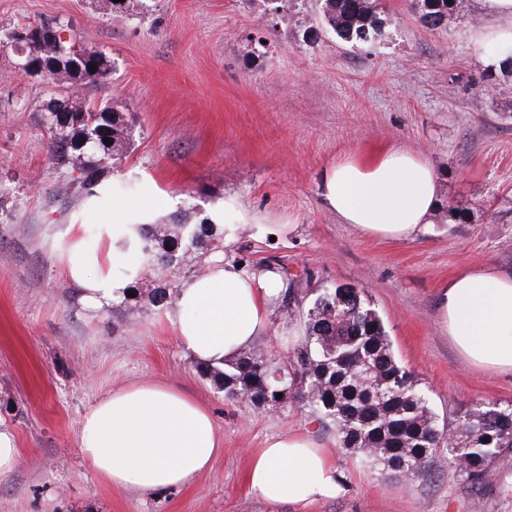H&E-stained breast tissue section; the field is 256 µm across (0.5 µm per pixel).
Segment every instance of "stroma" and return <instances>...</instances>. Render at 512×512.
<instances>
[{
	"mask_svg": "<svg viewBox=\"0 0 512 512\" xmlns=\"http://www.w3.org/2000/svg\"><path fill=\"white\" fill-rule=\"evenodd\" d=\"M376 3L384 35L356 46L326 27L320 0L279 14L267 0H132L117 20L96 0H0V22L67 24L104 52L109 76L77 85L76 96L110 104L132 130L93 191L69 184L41 120L54 87L17 73L0 48V423L20 450L0 471V512H512V450L479 486L442 455L400 480L337 450L300 404L273 415L226 400L165 311H90L66 273L69 225L98 255L100 196L150 184L148 223L220 225L229 214L239 224L232 254L246 268L275 269L308 291L364 289L439 424L478 403L511 405L512 374L461 359L439 328L437 298L460 270L512 271V77L481 59L475 0H457L437 31L421 25L413 0ZM480 76L489 88L476 97L469 84ZM392 142L422 151L440 183L437 215L409 241L367 236L321 197L325 167ZM144 381L203 401L224 443L187 486L117 489L81 455L83 414ZM296 430L330 450L340 496L303 507L250 491L253 452Z\"/></svg>",
	"mask_w": 512,
	"mask_h": 512,
	"instance_id": "obj_1",
	"label": "stroma"
}]
</instances>
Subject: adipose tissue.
<instances>
[{
  "mask_svg": "<svg viewBox=\"0 0 512 512\" xmlns=\"http://www.w3.org/2000/svg\"><path fill=\"white\" fill-rule=\"evenodd\" d=\"M483 18L474 39L488 45L495 66L512 49V0H476ZM322 197L342 223L361 233L395 241L416 237L437 210L439 182L422 152L392 144L377 156L349 155L321 174ZM137 204L116 202L101 226V252L88 260L71 230L70 279L83 289L89 310L120 300L125 281L112 259L134 236ZM282 289L270 270L248 271L225 260L178 291L168 319L194 358L217 364L235 360L265 331L269 308ZM439 325L460 357L486 372L512 373V274L493 266L465 269L440 286ZM81 453L92 471L116 488L142 492L190 484L222 449L212 416L198 400L162 383L113 390L81 420ZM251 491L269 503L304 506L340 494V477L325 449L306 434L269 438L253 456Z\"/></svg>",
  "mask_w": 512,
  "mask_h": 512,
  "instance_id": "ef3b65f1",
  "label": "adipose tissue"
}]
</instances>
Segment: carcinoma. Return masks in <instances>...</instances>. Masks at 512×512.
I'll use <instances>...</instances> for the list:
<instances>
[{
  "instance_id": "1",
  "label": "carcinoma",
  "mask_w": 512,
  "mask_h": 512,
  "mask_svg": "<svg viewBox=\"0 0 512 512\" xmlns=\"http://www.w3.org/2000/svg\"><path fill=\"white\" fill-rule=\"evenodd\" d=\"M424 27H446L444 18L455 11L448 0H417ZM325 24L346 43L356 45L382 35L374 0H322ZM41 25L0 24V45L22 43L34 68L48 69L47 83L64 95L52 99L46 110L60 104L76 124L64 130L43 117L49 134L51 158L68 170L70 182L91 184L103 164L123 154L130 131L109 105L90 109L73 100L71 88L87 78L107 76L105 54L91 48L70 52L71 31L56 26L58 37L41 36ZM111 140L107 145L104 140ZM132 249L151 260L148 273L138 275L118 304L125 315L161 309L176 298L177 275L204 269L224 260V231L215 224H139ZM288 316L300 325V335L282 336L288 359L280 361L266 351L244 353L232 363L207 364L204 373L235 402L256 407L298 402L320 424L332 429L336 447L376 464L396 477L412 478L435 461L446 436L448 464L473 486L486 482L500 454L512 448V405L475 407L449 428L439 427L438 415L412 374L396 358L382 320L365 299L362 288L337 286L315 290L311 299L289 287ZM282 397H277V394Z\"/></svg>"
}]
</instances>
